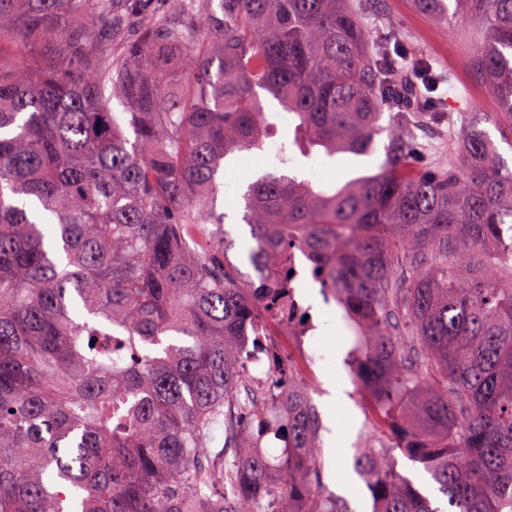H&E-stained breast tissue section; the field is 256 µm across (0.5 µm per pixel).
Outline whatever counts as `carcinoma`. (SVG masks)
Masks as SVG:
<instances>
[{
  "mask_svg": "<svg viewBox=\"0 0 512 512\" xmlns=\"http://www.w3.org/2000/svg\"><path fill=\"white\" fill-rule=\"evenodd\" d=\"M415 5L482 23L467 65L512 145V0ZM399 55L351 0H0V512H347L304 392L288 382L275 462L257 439L281 379L240 371L294 246L345 312L394 447L448 512H512V167L476 116L458 164H422ZM416 71L443 122L441 77ZM259 89L294 127L272 152ZM382 134L373 174L286 169L295 147L370 156ZM244 152L266 167L240 195L250 273L216 209ZM356 465L375 512H442L388 446ZM389 460L397 473L410 482L421 494L429 498L433 506L446 508L447 498L439 493L438 484L432 480L421 463L412 461L404 456L399 449L392 448Z\"/></svg>",
  "mask_w": 512,
  "mask_h": 512,
  "instance_id": "carcinoma-1",
  "label": "carcinoma"
}]
</instances>
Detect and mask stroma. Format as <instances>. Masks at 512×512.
Masks as SVG:
<instances>
[{
	"label": "stroma",
	"mask_w": 512,
	"mask_h": 512,
	"mask_svg": "<svg viewBox=\"0 0 512 512\" xmlns=\"http://www.w3.org/2000/svg\"><path fill=\"white\" fill-rule=\"evenodd\" d=\"M353 4L371 37H380L389 28H396L417 56L444 76L441 103L449 115V123H461L468 112L495 111L493 99L466 66V59L481 36L477 22L451 20L437 24L417 9L413 0H353ZM448 125L429 124L420 133V155L425 164L458 163ZM383 158L380 152L367 162L341 155L316 165L299 156L290 169L303 178L314 171L340 184L359 174L363 167L377 168ZM302 293L318 326L308 340L315 361L300 378L306 383L305 391L316 408L321 426L324 482L333 495L348 503L351 512H373V497L355 468L356 453L381 442L391 443L392 438L378 428L374 403L356 376L354 336L343 318V309L312 279L303 281ZM330 322L335 323V330H327ZM389 460L397 473L433 505L446 506V497L439 493L437 484L421 463L397 449L392 450Z\"/></svg>",
	"instance_id": "stroma-1"
}]
</instances>
